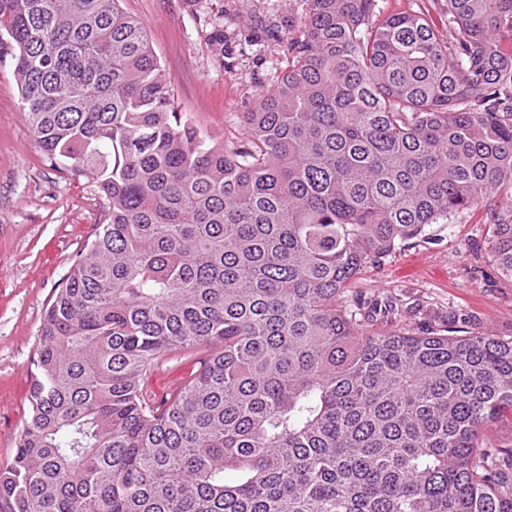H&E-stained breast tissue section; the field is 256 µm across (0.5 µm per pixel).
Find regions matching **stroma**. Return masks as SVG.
Wrapping results in <instances>:
<instances>
[{
    "instance_id": "stroma-1",
    "label": "stroma",
    "mask_w": 512,
    "mask_h": 512,
    "mask_svg": "<svg viewBox=\"0 0 512 512\" xmlns=\"http://www.w3.org/2000/svg\"><path fill=\"white\" fill-rule=\"evenodd\" d=\"M141 20L172 79L181 112L225 145L245 137L244 116L288 64L305 0H122ZM105 200L87 176L51 166L28 129L10 62H0V467L29 420L39 330L70 265L104 220ZM512 222V198L427 225L378 268L360 274L348 305L386 298L392 329L445 330L466 316L472 332L512 338V277L494 262L491 226ZM199 351L171 357L148 378L167 391L199 367Z\"/></svg>"
}]
</instances>
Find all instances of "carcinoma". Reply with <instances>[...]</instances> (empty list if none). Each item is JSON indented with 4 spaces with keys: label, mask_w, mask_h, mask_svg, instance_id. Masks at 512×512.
Masks as SVG:
<instances>
[{
    "label": "carcinoma",
    "mask_w": 512,
    "mask_h": 512,
    "mask_svg": "<svg viewBox=\"0 0 512 512\" xmlns=\"http://www.w3.org/2000/svg\"><path fill=\"white\" fill-rule=\"evenodd\" d=\"M121 0H0L50 163L107 215L46 310L11 512H512V340L373 333L364 269L512 189V0H307L288 66L210 143ZM512 276V223L492 225ZM200 368L156 399L175 353ZM378 3L381 17L411 10H429V15L437 28L443 35H448V22L442 15L437 2L434 4L433 0H379ZM483 439L498 447L512 448V412H506L499 420L488 425L483 433Z\"/></svg>",
    "instance_id": "carcinoma-1"
}]
</instances>
